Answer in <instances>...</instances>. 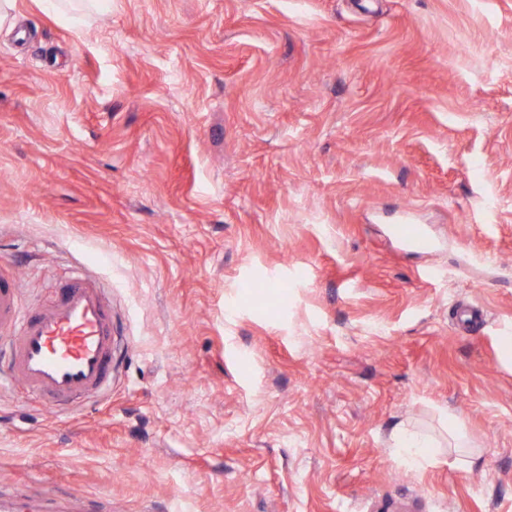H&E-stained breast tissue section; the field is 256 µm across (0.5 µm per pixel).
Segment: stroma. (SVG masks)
I'll list each match as a JSON object with an SVG mask.
<instances>
[{"instance_id":"stroma-1","label":"stroma","mask_w":512,"mask_h":512,"mask_svg":"<svg viewBox=\"0 0 512 512\" xmlns=\"http://www.w3.org/2000/svg\"><path fill=\"white\" fill-rule=\"evenodd\" d=\"M85 265L112 392L0 389V494L512 512V0H16L0 275L43 302ZM394 447L401 448L413 463L427 459L433 448H439L438 441L409 427H401L393 433Z\"/></svg>"}]
</instances>
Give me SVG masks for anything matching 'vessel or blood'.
Segmentation results:
<instances>
[{"mask_svg": "<svg viewBox=\"0 0 512 512\" xmlns=\"http://www.w3.org/2000/svg\"><path fill=\"white\" fill-rule=\"evenodd\" d=\"M0 344L8 363L0 378L22 385L58 410L101 394L112 382L116 344L112 302L92 272L66 279L49 303L26 307L18 287L0 276ZM0 512H98L88 501L0 496Z\"/></svg>", "mask_w": 512, "mask_h": 512, "instance_id": "vessel-or-blood-1", "label": "vessel or blood"}]
</instances>
